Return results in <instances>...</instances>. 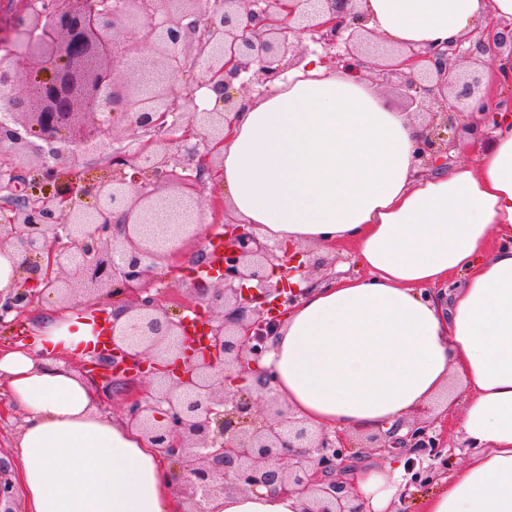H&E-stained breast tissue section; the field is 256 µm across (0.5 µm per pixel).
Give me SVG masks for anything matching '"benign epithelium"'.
<instances>
[{
    "instance_id": "obj_1",
    "label": "benign epithelium",
    "mask_w": 512,
    "mask_h": 512,
    "mask_svg": "<svg viewBox=\"0 0 512 512\" xmlns=\"http://www.w3.org/2000/svg\"><path fill=\"white\" fill-rule=\"evenodd\" d=\"M359 3L158 0L150 7L146 0H50L34 9L29 0H17L12 31L27 67L0 62V110L9 114L0 120V180L7 175L17 184V163L33 155L40 159L36 177L54 191L17 188L9 200L0 251L17 240L21 258L14 264L16 287L0 296V322L25 312L41 283L65 301L79 289L127 297L122 313L128 323L112 315L104 361L154 382L146 394L131 380L122 383L125 418L177 466L183 512H220L224 493L261 487L309 494L304 512H364L336 478L353 458L346 432H317L291 416L270 395L267 371L246 390L232 388L269 351L279 325L275 312L303 294L271 280L268 269L283 261L282 248L231 219L224 222L223 273L213 279L210 254L199 252L187 294L178 301L202 321V341L188 338L189 316L170 313L151 286L158 264L202 235L198 189L223 161L225 129L245 90L274 82L287 56H302L289 35H311L325 57L359 72L363 46L374 36ZM118 29L146 52L150 90L116 41ZM505 50L512 54V21H498L490 36L481 32L472 41L407 46L391 65L374 54L370 69L403 79L407 107L420 108L427 97L451 101L415 145L421 168L451 160L448 131L464 117L493 124L497 111L512 106L509 96L490 106L474 75L486 57ZM202 60L201 76L175 89L184 66ZM215 80L224 89V109H199L197 92ZM119 120L146 137L136 149L112 148ZM33 132L44 145L29 140ZM97 150L112 152V171L91 182L68 156ZM114 215L127 226L121 237L112 233ZM399 444L430 459L426 468L407 460L415 480L447 463V438L432 422H414ZM10 467L0 457V512H17Z\"/></svg>"
}]
</instances>
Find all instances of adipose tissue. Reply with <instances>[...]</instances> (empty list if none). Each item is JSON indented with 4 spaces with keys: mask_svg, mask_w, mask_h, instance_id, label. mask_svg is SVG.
<instances>
[{
    "mask_svg": "<svg viewBox=\"0 0 512 512\" xmlns=\"http://www.w3.org/2000/svg\"><path fill=\"white\" fill-rule=\"evenodd\" d=\"M368 27L424 47L512 19V0H368ZM365 77L308 54L246 98L216 180L234 217L289 249L353 246L364 277L311 283L283 318L263 365L271 393L316 429L402 426L450 379L455 431L474 453L423 512H512V114L475 165L421 172L424 134ZM501 243L491 247L492 236ZM446 289V299L426 289ZM77 314L46 312L34 351L0 352L22 416L14 482L26 512H178L176 476L139 429L110 418L63 362L93 347ZM404 465L359 467L352 495L387 512ZM262 488L223 512H301Z\"/></svg>",
    "mask_w": 512,
    "mask_h": 512,
    "instance_id": "1",
    "label": "adipose tissue"
}]
</instances>
